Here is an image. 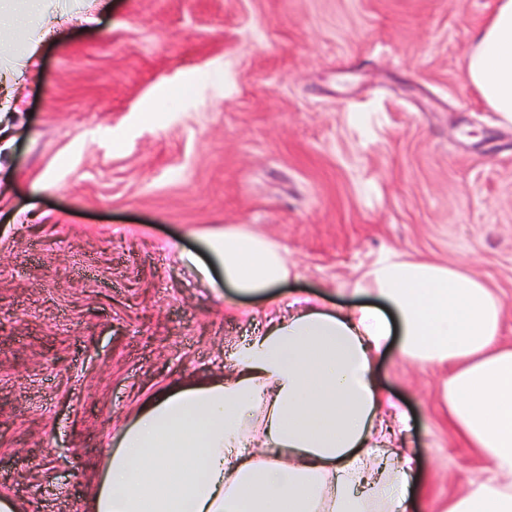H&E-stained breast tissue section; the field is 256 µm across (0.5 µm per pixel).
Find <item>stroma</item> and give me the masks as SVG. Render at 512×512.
Wrapping results in <instances>:
<instances>
[{"mask_svg": "<svg viewBox=\"0 0 512 512\" xmlns=\"http://www.w3.org/2000/svg\"><path fill=\"white\" fill-rule=\"evenodd\" d=\"M493 4L48 0L67 21L0 60L23 73L0 120V494L88 512L142 400L233 372L267 319L181 261L212 231L269 239L292 267L277 295L336 308L395 255L463 269L502 300L512 347V124L465 71ZM445 376L395 349L377 364L410 417L417 512L491 476Z\"/></svg>", "mask_w": 512, "mask_h": 512, "instance_id": "1", "label": "stroma"}]
</instances>
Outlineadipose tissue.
Returning a JSON list of instances; mask_svg holds the SVG:
<instances>
[{"mask_svg":"<svg viewBox=\"0 0 512 512\" xmlns=\"http://www.w3.org/2000/svg\"><path fill=\"white\" fill-rule=\"evenodd\" d=\"M0 0V51L16 27L50 36L44 0ZM466 77L512 123V0L472 35ZM225 287L267 296L288 258L235 228L205 237ZM373 301L328 310L293 297L236 354L229 377L174 382L137 409L106 454L89 512H413L412 456L393 446L407 417L376 378L390 345L444 366L459 434L496 478L469 484L448 512H512V348L500 345V298L467 272L399 256L363 276Z\"/></svg>","mask_w":512,"mask_h":512,"instance_id":"1","label":"adipose tissue"}]
</instances>
